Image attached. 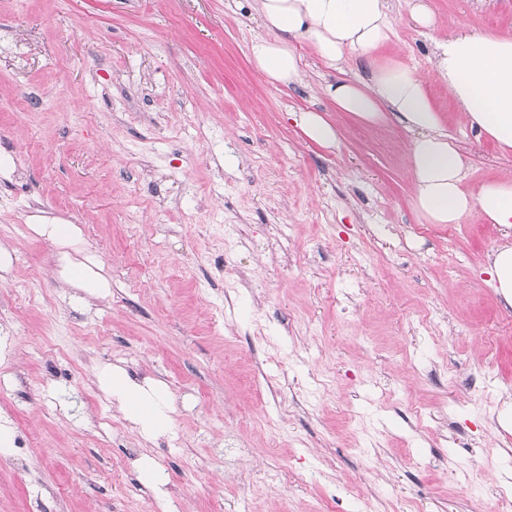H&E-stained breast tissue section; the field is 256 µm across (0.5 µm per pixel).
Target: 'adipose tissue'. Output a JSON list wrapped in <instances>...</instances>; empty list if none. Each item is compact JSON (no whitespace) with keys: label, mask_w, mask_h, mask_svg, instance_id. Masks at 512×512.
I'll use <instances>...</instances> for the list:
<instances>
[{"label":"adipose tissue","mask_w":512,"mask_h":512,"mask_svg":"<svg viewBox=\"0 0 512 512\" xmlns=\"http://www.w3.org/2000/svg\"><path fill=\"white\" fill-rule=\"evenodd\" d=\"M262 36L249 48L252 65L275 87L298 84L302 57L294 44L310 40L319 57L336 66L348 56L367 54L386 41L394 20L389 0H256ZM436 72L464 112L471 129L512 152V37L460 33L436 44ZM325 92L337 111L367 123L393 118L412 133L410 171L414 207L431 224H458L472 210L510 230L490 258L493 285L512 305V182H492L478 193L464 190V159L443 130L425 79L404 65L377 67L370 82L340 80ZM39 237L59 250V274L72 288L98 298L111 284L102 264L78 258L70 248L80 238L73 224L34 225ZM99 390L118 405L129 423L147 440L171 427L173 400L160 381L134 382L118 365L97 373Z\"/></svg>","instance_id":"ef3b65f1"}]
</instances>
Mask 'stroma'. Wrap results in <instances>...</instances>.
<instances>
[{
    "instance_id": "1",
    "label": "stroma",
    "mask_w": 512,
    "mask_h": 512,
    "mask_svg": "<svg viewBox=\"0 0 512 512\" xmlns=\"http://www.w3.org/2000/svg\"><path fill=\"white\" fill-rule=\"evenodd\" d=\"M391 0L371 59L304 85L253 67L249 0H0V512H491L512 489V305L491 285L500 226L430 224L412 204L411 135L335 111L337 79L404 64L465 158L466 191L512 154L465 124L435 39L512 36V0ZM315 109L338 144L309 141ZM77 225L111 293L76 301L31 226ZM163 381L175 411L148 441L99 367ZM161 469L169 496L136 465ZM292 117L303 135L324 148H334L338 142L336 127L323 115L312 109H299L291 112Z\"/></svg>"
}]
</instances>
